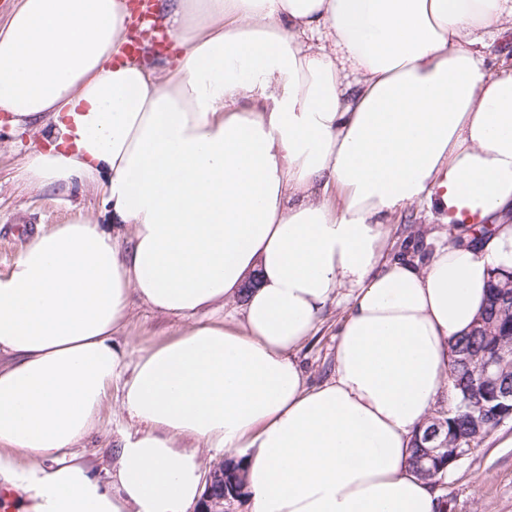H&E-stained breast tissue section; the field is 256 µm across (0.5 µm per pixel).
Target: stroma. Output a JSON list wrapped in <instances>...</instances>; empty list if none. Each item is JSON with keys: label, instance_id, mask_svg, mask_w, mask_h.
I'll return each instance as SVG.
<instances>
[{"label": "stroma", "instance_id": "obj_1", "mask_svg": "<svg viewBox=\"0 0 512 512\" xmlns=\"http://www.w3.org/2000/svg\"><path fill=\"white\" fill-rule=\"evenodd\" d=\"M31 138V131L12 126L9 114L0 112V275L10 270L27 246L15 236V225H28L38 235L79 216L97 224L109 221L98 187L76 179L67 185L32 189L20 179L21 161ZM387 229L390 242L396 243L407 237L422 240L431 230L444 233L448 227H432L427 206L421 203L405 210ZM340 314V309H331L317 336L300 351L299 357L313 380L327 379L333 372L335 321ZM171 323V318L137 302L117 341L135 355L167 340ZM129 428L116 397H109L97 430L80 447L92 471L101 478H108L112 471L115 438ZM440 488L448 497V512H512V420L473 447L448 472Z\"/></svg>", "mask_w": 512, "mask_h": 512}]
</instances>
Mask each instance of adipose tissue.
<instances>
[{
    "instance_id": "adipose-tissue-1",
    "label": "adipose tissue",
    "mask_w": 512,
    "mask_h": 512,
    "mask_svg": "<svg viewBox=\"0 0 512 512\" xmlns=\"http://www.w3.org/2000/svg\"><path fill=\"white\" fill-rule=\"evenodd\" d=\"M161 20V75L113 63L123 0H20L0 27V112L43 137L21 178L98 185L111 219L0 276L13 512H192L212 448L251 512H438L412 440L512 269V60L486 59L512 0H165ZM420 202L453 240L388 250ZM136 301L178 324L132 360ZM334 305L313 384L298 353ZM114 386L134 430L106 482L77 448Z\"/></svg>"
}]
</instances>
